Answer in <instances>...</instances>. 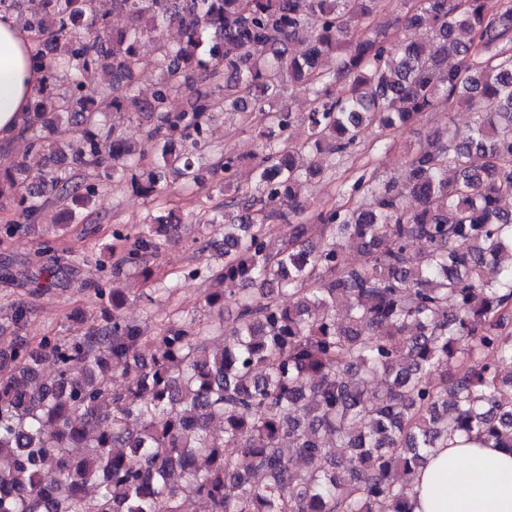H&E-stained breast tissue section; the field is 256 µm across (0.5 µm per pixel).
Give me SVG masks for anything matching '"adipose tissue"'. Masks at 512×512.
I'll return each mask as SVG.
<instances>
[{"mask_svg": "<svg viewBox=\"0 0 512 512\" xmlns=\"http://www.w3.org/2000/svg\"><path fill=\"white\" fill-rule=\"evenodd\" d=\"M30 36L0 16V140L14 138L41 74ZM413 512H512V453L477 440L436 449L414 481Z\"/></svg>", "mask_w": 512, "mask_h": 512, "instance_id": "adipose-tissue-1", "label": "adipose tissue"}]
</instances>
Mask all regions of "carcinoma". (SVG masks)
Instances as JSON below:
<instances>
[{
    "instance_id": "cac0c4a2",
    "label": "carcinoma",
    "mask_w": 512,
    "mask_h": 512,
    "mask_svg": "<svg viewBox=\"0 0 512 512\" xmlns=\"http://www.w3.org/2000/svg\"><path fill=\"white\" fill-rule=\"evenodd\" d=\"M381 2L0 0L42 72L26 152L0 146V198L29 224L50 208L92 222L110 168L151 203L121 261L147 283L179 222L155 202L176 180L207 183L224 196L207 219L224 225V265L191 274L217 284L207 307L237 297L218 343L181 316L145 335L114 287L104 325L1 344L0 512H412L434 449L466 435L512 450V0H399L401 25L364 30ZM165 26L176 42L149 39ZM292 83L304 112L280 107ZM437 108L471 113L470 134L407 147L403 190L362 175L349 191L364 202L308 204L310 178L364 128ZM219 114L257 117L246 171L208 138ZM348 247L365 262L346 264Z\"/></svg>"
}]
</instances>
